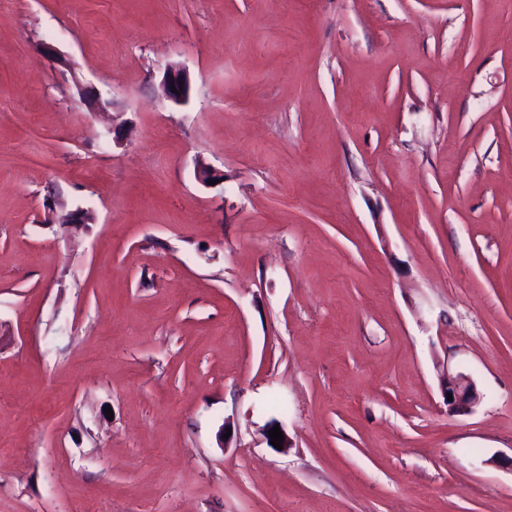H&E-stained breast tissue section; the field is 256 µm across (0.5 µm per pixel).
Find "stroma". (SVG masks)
I'll list each match as a JSON object with an SVG mask.
<instances>
[{"label":"stroma","mask_w":512,"mask_h":512,"mask_svg":"<svg viewBox=\"0 0 512 512\" xmlns=\"http://www.w3.org/2000/svg\"><path fill=\"white\" fill-rule=\"evenodd\" d=\"M511 455L512 0H0V512H512ZM160 86L164 97L175 103L182 102L189 96L190 82L188 76L178 66L171 65L167 68ZM172 86H175L177 93L171 91ZM447 393L452 394V400H447ZM444 394L448 410L452 413L471 410L480 399L472 377L451 367H448L444 378Z\"/></svg>","instance_id":"1"}]
</instances>
